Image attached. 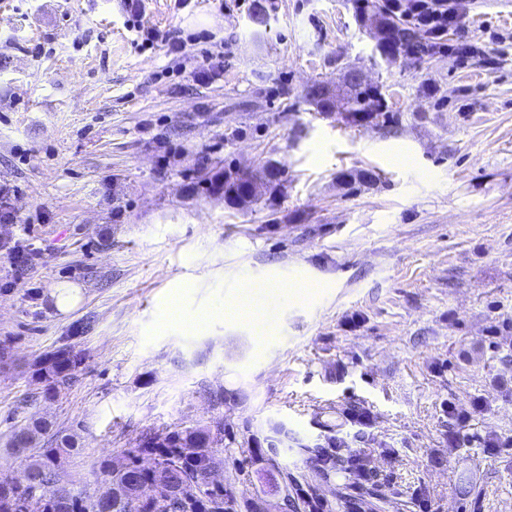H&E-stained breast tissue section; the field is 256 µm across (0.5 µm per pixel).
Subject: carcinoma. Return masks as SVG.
Masks as SVG:
<instances>
[{"mask_svg":"<svg viewBox=\"0 0 512 512\" xmlns=\"http://www.w3.org/2000/svg\"><path fill=\"white\" fill-rule=\"evenodd\" d=\"M378 45L387 56L407 45L416 34L380 21ZM375 90L357 73L345 82L348 116L360 124H378L381 113L370 111ZM314 109L327 114L335 96L323 81L309 85L304 94ZM247 177L233 168L210 180L215 190L236 207H245L258 195L244 191ZM83 362L80 353L60 347L28 365V374L40 385L38 396L58 398L73 382ZM224 432L214 434L207 425L152 431L138 439L119 470L108 461L93 468L100 485L93 491L77 488L64 479L66 466L78 453L73 436L53 429L43 417L31 418L9 435L5 452L24 462L14 479L0 481V512H224V491L209 487V466ZM55 487L56 497L44 496Z\"/></svg>","mask_w":512,"mask_h":512,"instance_id":"cac0c4a2","label":"carcinoma"}]
</instances>
